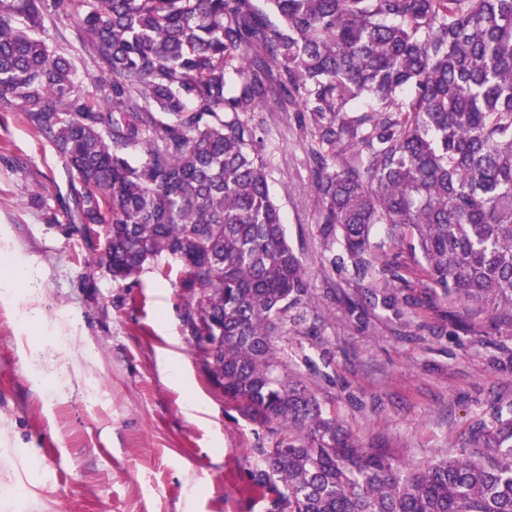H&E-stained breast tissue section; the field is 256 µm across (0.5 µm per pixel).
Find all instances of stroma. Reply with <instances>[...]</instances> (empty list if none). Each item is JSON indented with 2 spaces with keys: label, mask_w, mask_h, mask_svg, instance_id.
Masks as SVG:
<instances>
[{
  "label": "stroma",
  "mask_w": 512,
  "mask_h": 512,
  "mask_svg": "<svg viewBox=\"0 0 512 512\" xmlns=\"http://www.w3.org/2000/svg\"><path fill=\"white\" fill-rule=\"evenodd\" d=\"M52 53L97 72L65 15ZM269 188L310 284L314 333L288 355L327 411L365 447L419 465L474 423L512 412V335L447 318L417 334L361 301L351 275L323 268L311 170L295 117L262 115ZM72 181L22 109L0 110V512L25 491L34 512H265L248 471L261 438L210 383L183 323L179 263L147 262L112 280L65 206ZM33 347L47 366L28 363Z\"/></svg>",
  "instance_id": "1"
}]
</instances>
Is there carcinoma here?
<instances>
[{
    "label": "carcinoma",
    "instance_id": "carcinoma-1",
    "mask_svg": "<svg viewBox=\"0 0 512 512\" xmlns=\"http://www.w3.org/2000/svg\"><path fill=\"white\" fill-rule=\"evenodd\" d=\"M57 2L0 0V106L52 138L114 280L162 255L187 269L196 352L263 435L266 512H512L511 414L409 468L288 362L309 285L254 122L300 114L325 260L369 303L512 332V0H65L92 95L40 36Z\"/></svg>",
    "mask_w": 512,
    "mask_h": 512
}]
</instances>
